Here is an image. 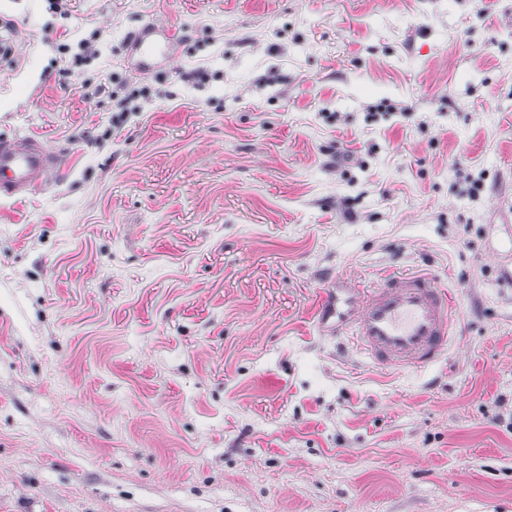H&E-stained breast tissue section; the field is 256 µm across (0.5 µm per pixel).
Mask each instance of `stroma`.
<instances>
[{"instance_id":"35a3bbf8","label":"stroma","mask_w":512,"mask_h":512,"mask_svg":"<svg viewBox=\"0 0 512 512\" xmlns=\"http://www.w3.org/2000/svg\"><path fill=\"white\" fill-rule=\"evenodd\" d=\"M71 7L0 0V137L62 157L0 202V512H512V0ZM148 25L186 40L143 72ZM418 269L433 370L320 334Z\"/></svg>"}]
</instances>
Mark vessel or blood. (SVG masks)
Returning <instances> with one entry per match:
<instances>
[{
    "mask_svg": "<svg viewBox=\"0 0 512 512\" xmlns=\"http://www.w3.org/2000/svg\"><path fill=\"white\" fill-rule=\"evenodd\" d=\"M181 40V31L168 27L155 40L139 36L134 47L148 62ZM58 163L39 137L0 139V198H26ZM455 309V293L420 271H389L372 288H340L322 293L318 301L319 321L329 333L346 329L373 364L416 373L433 367L449 350Z\"/></svg>",
    "mask_w": 512,
    "mask_h": 512,
    "instance_id": "b4317fda",
    "label": "vessel or blood"
}]
</instances>
